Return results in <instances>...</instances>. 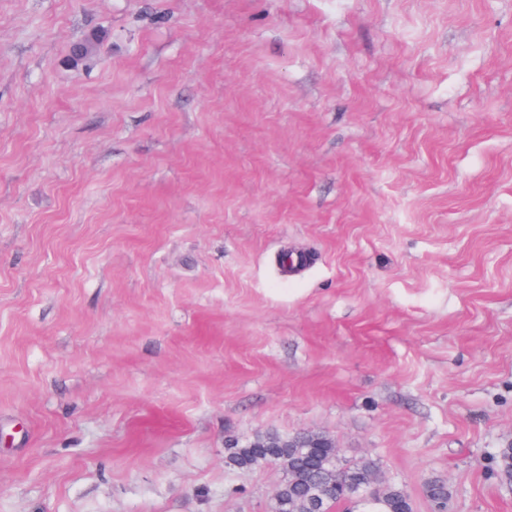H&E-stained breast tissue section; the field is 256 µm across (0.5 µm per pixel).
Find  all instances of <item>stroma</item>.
<instances>
[{"mask_svg":"<svg viewBox=\"0 0 512 512\" xmlns=\"http://www.w3.org/2000/svg\"><path fill=\"white\" fill-rule=\"evenodd\" d=\"M266 432L512 512V0H0V512H271Z\"/></svg>","mask_w":512,"mask_h":512,"instance_id":"35a3bbf8","label":"stroma"}]
</instances>
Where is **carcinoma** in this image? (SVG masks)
<instances>
[{"label": "carcinoma", "mask_w": 512, "mask_h": 512, "mask_svg": "<svg viewBox=\"0 0 512 512\" xmlns=\"http://www.w3.org/2000/svg\"><path fill=\"white\" fill-rule=\"evenodd\" d=\"M500 475L512 479V446L499 450ZM281 465L286 478L277 490L273 512H313L321 503V512H332L352 497L351 489L375 476L376 465L365 461L354 466L339 464L337 449L325 437L318 447L310 448L299 436L278 433L258 434L248 440H229L226 463L238 470H250L261 464ZM363 512H410L406 491L389 486L380 494L360 499Z\"/></svg>", "instance_id": "obj_1"}]
</instances>
